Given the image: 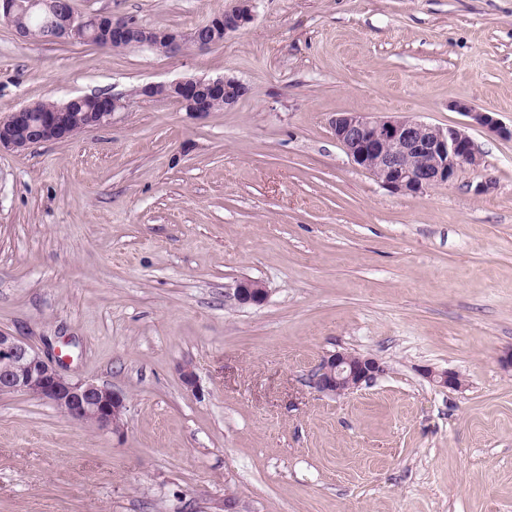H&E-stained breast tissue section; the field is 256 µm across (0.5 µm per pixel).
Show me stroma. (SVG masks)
Masks as SVG:
<instances>
[{"label": "stroma", "mask_w": 512, "mask_h": 512, "mask_svg": "<svg viewBox=\"0 0 512 512\" xmlns=\"http://www.w3.org/2000/svg\"><path fill=\"white\" fill-rule=\"evenodd\" d=\"M73 4L191 30L235 0ZM252 13L175 55L0 20V119L128 96L107 126L0 152V330L127 397L112 434L1 393L0 512H512V139L452 108L512 127V0ZM191 75L249 93L203 114L134 94ZM341 112L466 126L484 169L391 193L334 138ZM246 278L263 304L229 299ZM339 351L384 371L320 393ZM455 109L469 117L472 120V123L487 129L489 132L506 137L510 136L512 138V127L511 130H507V128L501 126L498 119L493 116L492 112L476 111V109L465 102H457L455 104Z\"/></svg>", "instance_id": "stroma-1"}]
</instances>
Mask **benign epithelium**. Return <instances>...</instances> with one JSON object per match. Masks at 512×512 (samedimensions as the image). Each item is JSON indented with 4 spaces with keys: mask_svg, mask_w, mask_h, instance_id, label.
I'll return each mask as SVG.
<instances>
[{
    "mask_svg": "<svg viewBox=\"0 0 512 512\" xmlns=\"http://www.w3.org/2000/svg\"><path fill=\"white\" fill-rule=\"evenodd\" d=\"M214 14L193 30L194 45L205 50L224 42L230 33L252 19V0ZM48 10L52 14L50 37L55 41H83L88 31L103 34L114 45L136 43L162 53L177 54L185 48V33L176 29L147 28L96 14L90 20L65 11L50 0H0V19L15 25L23 39L27 29L15 24L21 11ZM248 88L240 80L223 76L215 79L184 77L169 83L148 84L134 91L147 98L170 99L188 112H209L211 103L224 99V108L245 97ZM88 97H75L56 106L40 124L23 129L15 119L0 121V151H20L41 142L66 140L74 136L78 118L75 110ZM96 111L85 113L84 128L107 124L112 115L125 108L121 94L94 96ZM455 109L491 133L512 137V129L501 126L491 112H479L465 102ZM336 141L351 163L368 172L383 188L402 195H417L446 185L465 167L477 169L482 157L470 135L460 127H439L411 115H382L373 112H344L332 120ZM264 285L253 279L240 281L231 298L240 305H260L267 300ZM384 372L380 362L347 352L323 360L312 385L329 395H343L369 383ZM0 392L37 396L61 413L81 423L121 432L126 411L123 393L91 380L64 375L56 362L11 332L0 330Z\"/></svg>",
    "mask_w": 512,
    "mask_h": 512,
    "instance_id": "1",
    "label": "benign epithelium"
}]
</instances>
